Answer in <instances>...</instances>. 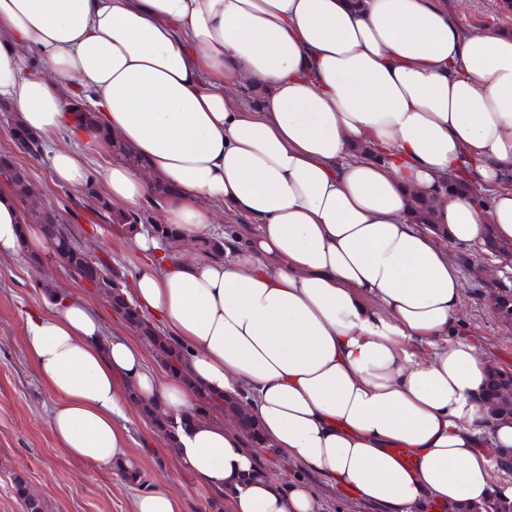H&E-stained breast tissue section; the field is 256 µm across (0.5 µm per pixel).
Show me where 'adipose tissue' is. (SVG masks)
<instances>
[{
    "label": "adipose tissue",
    "mask_w": 512,
    "mask_h": 512,
    "mask_svg": "<svg viewBox=\"0 0 512 512\" xmlns=\"http://www.w3.org/2000/svg\"><path fill=\"white\" fill-rule=\"evenodd\" d=\"M62 81L96 115L88 146L107 150L108 133L149 165L102 169L114 208L171 189L178 234L133 235L144 262L127 293L190 373L104 337L89 304L31 312L62 448L132 470L131 405L194 415L200 392L245 393L276 454L382 512L512 499L489 465L512 450V418L488 416L489 362L456 335L464 282L448 252L490 225L512 242V32L462 33L442 0H0V102L78 188L82 155L53 143L73 120ZM245 84L257 109L239 102ZM459 177L469 195L443 192ZM221 214L246 218L240 243L220 260L184 252ZM24 248L52 244L0 193V255ZM176 454L230 512H320L307 484L259 467L235 423L197 418Z\"/></svg>",
    "instance_id": "adipose-tissue-1"
}]
</instances>
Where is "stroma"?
<instances>
[{
	"label": "stroma",
	"mask_w": 512,
	"mask_h": 512,
	"mask_svg": "<svg viewBox=\"0 0 512 512\" xmlns=\"http://www.w3.org/2000/svg\"><path fill=\"white\" fill-rule=\"evenodd\" d=\"M457 9L462 29L512 31V0H447ZM18 112L0 110V157L25 167L44 204L59 214L90 255L105 260L121 279L132 277L142 258L124 227L105 221L86 191L55 183L46 155L19 152L12 138ZM464 278L459 317L463 331L494 365L512 372V326L494 311L493 289L478 288L477 270L487 267L497 279L512 278V266L483 252L479 245H450ZM93 305L102 316L105 336L133 335V328L98 292L71 278L51 254L0 256V512H26L15 492L23 479L42 503V512H132L138 493L165 487L183 502V512H212L214 488L181 469L174 453L139 409L126 426L138 477L128 480L116 466L92 465L69 456L54 437L49 417L54 397L42 383L25 345V325L32 311L48 308L45 285Z\"/></svg>",
	"instance_id": "obj_1"
}]
</instances>
